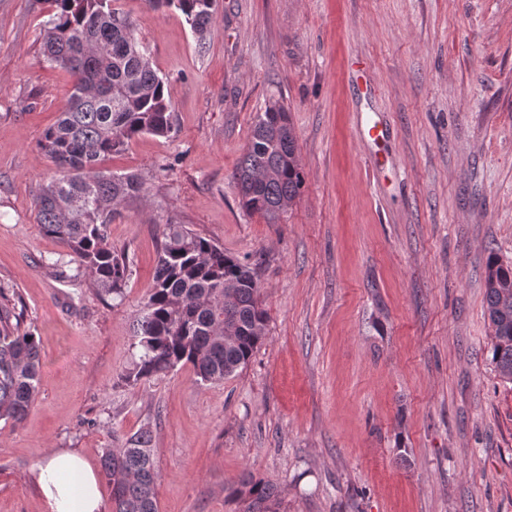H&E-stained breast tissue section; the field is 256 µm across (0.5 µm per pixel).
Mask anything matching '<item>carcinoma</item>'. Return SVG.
<instances>
[{"label": "carcinoma", "mask_w": 512, "mask_h": 512, "mask_svg": "<svg viewBox=\"0 0 512 512\" xmlns=\"http://www.w3.org/2000/svg\"><path fill=\"white\" fill-rule=\"evenodd\" d=\"M52 7L41 36L44 59L68 71L74 91L39 148L56 174L37 193L41 231L60 241L101 291L122 297L124 256L112 251L108 227L117 206L139 196L136 174L101 170L105 157L144 134L168 137L174 116L165 82L136 36V23L112 0H47ZM214 0H145L158 11L174 7L199 40L210 33ZM296 135L288 110L275 102L257 115L246 153L233 177L243 208L278 223L302 185ZM153 285L134 332L140 355L125 380L166 374L191 365L203 383L244 367L264 338L267 313L254 269L183 224H167ZM492 362L512 383V266L492 255L486 276ZM39 345L20 333V320L0 306V417L20 421L38 393ZM112 483V512H158V470L152 436L141 431L102 456ZM235 496L244 512H279L276 490L250 473Z\"/></svg>", "instance_id": "1"}]
</instances>
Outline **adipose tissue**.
Wrapping results in <instances>:
<instances>
[{"mask_svg":"<svg viewBox=\"0 0 512 512\" xmlns=\"http://www.w3.org/2000/svg\"><path fill=\"white\" fill-rule=\"evenodd\" d=\"M35 482L45 512H109L93 469L74 452L51 449Z\"/></svg>","mask_w":512,"mask_h":512,"instance_id":"1","label":"adipose tissue"}]
</instances>
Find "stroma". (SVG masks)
<instances>
[{"mask_svg":"<svg viewBox=\"0 0 512 512\" xmlns=\"http://www.w3.org/2000/svg\"><path fill=\"white\" fill-rule=\"evenodd\" d=\"M117 5L175 132L101 163L146 182L108 229L130 265L115 300L37 223L56 170L38 142L73 79L41 52L47 0H0V302L40 343L34 403L0 419V512H43L31 475L50 449L96 469L144 429L159 512H242L246 473L280 512H512V384L485 313L488 257L512 263V0H217L203 43L177 9ZM274 101L304 183L269 224L233 174ZM168 224L256 273L265 338L223 381L125 380Z\"/></svg>","mask_w":512,"mask_h":512,"instance_id":"stroma-1","label":"stroma"}]
</instances>
